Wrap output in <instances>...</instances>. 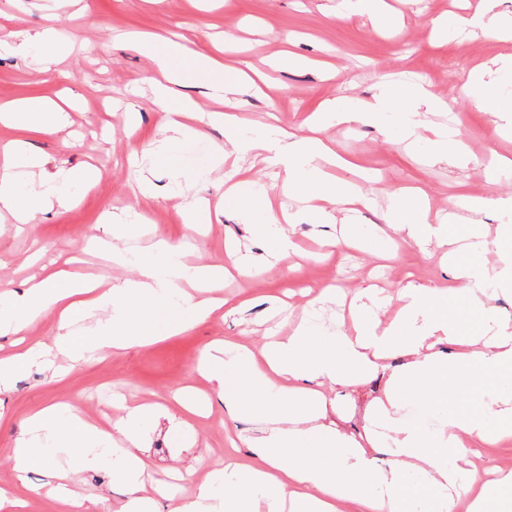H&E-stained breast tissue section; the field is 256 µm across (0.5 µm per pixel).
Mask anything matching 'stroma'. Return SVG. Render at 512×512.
<instances>
[{
  "mask_svg": "<svg viewBox=\"0 0 512 512\" xmlns=\"http://www.w3.org/2000/svg\"><path fill=\"white\" fill-rule=\"evenodd\" d=\"M337 0H0V30L29 32L55 27L64 47L58 67L71 75L60 83L36 69L37 51L0 54V103L40 96L55 101L77 94L66 123L54 131L9 129L0 126V144L15 138L28 141L31 150L50 163L81 169L92 165L103 176L80 205L55 208L37 215L32 223H14L0 212V286L22 289L33 274H51L70 267L80 276L103 283L135 278L128 267L111 264L96 252L82 248L84 239L107 213L133 207L141 223L156 227L171 243L187 234L179 210L187 199L203 198L220 210L218 221L206 225L201 236L186 245L185 260L197 266L225 258V247L237 245L241 256L260 259L276 247L275 241L256 238L250 218L233 211L224 196L236 181L237 169L248 170L252 180L271 182L272 172L254 154L223 155L224 128L208 115L223 110L208 86L193 82L181 88L196 111L189 122L197 137L183 144L176 167L151 163L152 149L164 138L163 113L154 103L152 61L128 41V33L151 32L162 38L181 35L188 49L212 52L223 48L225 35H235L241 55L229 54L227 65L247 57L264 73L262 92L246 91L242 111L249 120L248 136L262 134L267 113H275L281 128L303 137L304 117L328 98L369 100L385 80L423 83L433 92L456 98L455 121L470 152L488 158L490 152L512 157V137L496 135L489 113L478 110L459 93V74L478 64L512 55V40L471 38L457 32L431 35V21L457 15L452 0H387L393 26L379 28L368 16H342ZM291 50L303 57L328 62L329 70L271 68L269 58ZM406 146L400 137L386 136L375 125L329 126L322 138L336 141L353 170L332 169L340 180L355 171L376 173L377 181L364 182L365 199L358 205L357 223L368 230L383 226L393 192L411 185L423 188L433 209H448L450 196L476 197L512 194V175L493 177L483 167H433L423 162L429 130ZM211 166L207 182L194 184L192 172ZM149 193H141L142 182ZM336 230L330 224H299L298 253L261 274L226 278L221 297L242 305L243 314L215 312L195 327L164 336L145 347L112 350L99 359L70 371L61 380L34 369L20 375L10 392L0 395V488L16 489L11 448L26 418L43 406L71 402L92 420L109 425L120 417L117 401L172 407V394L195 386L209 393V383L195 371L202 354L218 340L259 350L270 331L287 334L289 322L309 308L305 287H335L352 294L374 286L394 292L407 279L434 285L445 273L437 258L421 257L416 248H402L397 257L384 258L386 240L358 246H329ZM403 358L388 361L385 371L356 387L340 388L336 400L347 432L362 431L365 407L381 397L390 372L400 370ZM234 422L220 402H213L205 417L176 412L172 421L146 419L150 446L147 488L159 489V512H171L174 503L165 493L172 487L173 468L194 467L204 480L208 463L223 459L225 435Z\"/></svg>",
  "mask_w": 512,
  "mask_h": 512,
  "instance_id": "obj_1",
  "label": "stroma"
}]
</instances>
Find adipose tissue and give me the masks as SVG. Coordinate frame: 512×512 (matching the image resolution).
<instances>
[{
    "label": "adipose tissue",
    "instance_id": "obj_1",
    "mask_svg": "<svg viewBox=\"0 0 512 512\" xmlns=\"http://www.w3.org/2000/svg\"><path fill=\"white\" fill-rule=\"evenodd\" d=\"M493 3L485 0L473 14L451 23L436 22L435 27L512 37V16L493 13ZM33 41L42 48L41 69L50 70L58 52L54 27L31 37L0 34V51L23 54ZM137 45L155 65V96L165 108L167 136L153 149V159L174 162L188 136L187 124L179 121L177 109L168 107V99L188 81H204L224 101L219 120L230 151H259L264 161L282 167L284 195L303 202L302 213L321 223L334 222L335 209L351 202L354 189L327 178L324 165H339L343 159L318 137V130L333 123L379 124L391 108L399 129L410 139L422 127L423 113L448 114L454 109L453 99L420 85L393 94L384 89L371 101H325L306 120L308 135L299 139L289 140L278 128L248 139V121L237 98L244 86L243 71L225 74L215 57L187 54L185 45L171 39L144 36ZM511 82V58L479 65L460 77L461 92L494 116L501 135L512 132ZM65 120L62 108L40 97L0 105V122L19 128L37 121L44 129H55ZM433 133L430 161L476 163V156L465 152L457 127L444 124ZM7 154L8 169L0 173V209L18 224L30 223L56 206L78 205L102 177L93 167L78 173L60 167L33 186L17 172L42 166V159L21 140L12 142ZM451 206L475 215L492 210L504 216L495 232L475 229L465 245L471 252L495 253L493 263L456 262L447 223L437 221L421 189L404 188L385 217L395 233L389 245L395 250L400 243H412L427 257L443 251L453 287L402 288L395 313L385 320L379 316L384 302L366 288L352 300L351 326L329 327L303 319L288 335L267 337L261 355L236 344L207 352L197 370L214 384L229 418L239 423L236 439L249 448L252 458L228 456L200 483L195 468L176 470L175 482L189 494L174 512H512V469L489 471L467 463L468 457L482 456L512 436V315L492 307L499 295H512V250L498 246L499 238L512 240V195L459 196ZM236 209L257 216V238L274 239L282 253L293 249L298 217L276 209L265 185L249 184ZM124 230L121 224L105 225L103 236L91 237L89 243L107 249L113 262L134 266L136 279L102 291L61 271L27 283L22 291L0 292V335L21 332L50 312L57 320L54 349L26 345L0 358V391L9 390L14 379L31 368L55 371L57 357L77 364L106 349L145 346L160 335L186 330L219 308L215 299L190 301L183 288L220 287L223 263L187 265L180 246L163 238L147 253L122 249L113 240ZM454 297L487 314L481 330L460 334L449 304ZM396 355L407 362L389 376L385 397L369 411L363 434H348L329 419L328 409L336 404L331 390L364 381ZM489 376L496 377L497 389L487 394L482 387ZM419 400L440 408L445 426L437 435H428L407 419L405 408ZM119 409L121 417L110 427L85 419L68 402L38 410L12 448L17 477L25 478L38 466L50 468L49 493L61 512H98L105 506L112 512H157L154 497L146 492L147 465L139 453L150 408L123 403ZM103 449L113 455V483L126 493L125 499L111 504L104 496L74 488L80 470L100 466ZM57 451L75 456L76 466L54 469L52 455ZM383 454L391 458L386 469L378 465Z\"/></svg>",
    "mask_w": 512,
    "mask_h": 512
}]
</instances>
